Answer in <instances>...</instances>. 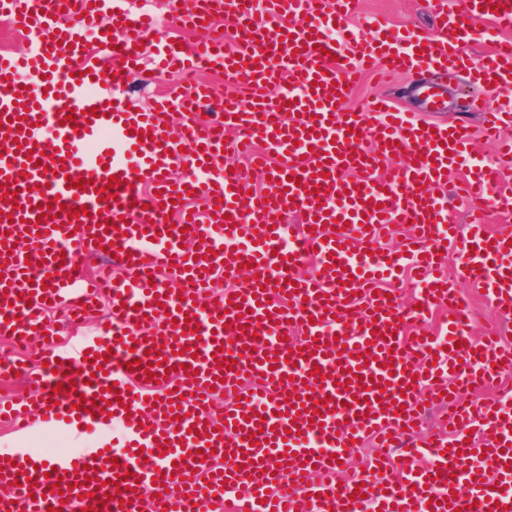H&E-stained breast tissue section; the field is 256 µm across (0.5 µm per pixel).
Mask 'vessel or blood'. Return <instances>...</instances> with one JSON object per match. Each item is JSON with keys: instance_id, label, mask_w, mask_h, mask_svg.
Masks as SVG:
<instances>
[{"instance_id": "b4317fda", "label": "vessel or blood", "mask_w": 512, "mask_h": 512, "mask_svg": "<svg viewBox=\"0 0 512 512\" xmlns=\"http://www.w3.org/2000/svg\"><path fill=\"white\" fill-rule=\"evenodd\" d=\"M428 4L434 32L380 23L363 40L345 26L354 0H171L174 25L197 39L162 36L147 55L157 19L132 0H0L28 41L24 55L0 52V337L45 338L48 309L76 321L101 285L112 315L99 336L56 344L32 394L0 400L15 432L62 425L81 444L36 466L25 450L1 453L0 512H512V394L451 398L511 377L512 349L470 338L465 296L443 269L446 244L461 241V276L512 320V232L482 225L487 207L512 209L499 188L512 141L498 167L473 153L468 127L385 103L341 109L365 70L424 63L512 88L511 38L480 58L467 51L512 29V0ZM90 29L112 48L111 69L93 58ZM147 57L191 82L132 112L116 91ZM208 70L233 93L202 125L195 115L214 100L194 76ZM172 112L184 116L174 132ZM255 146L269 178L260 195L223 163L227 148ZM461 163L474 207L463 237L442 192ZM291 213L304 230L285 225ZM388 224L411 225L403 250L379 246ZM102 254L107 267L84 276L81 258ZM243 266L251 275L231 293L203 298L214 274ZM402 271L418 278L408 311L375 286ZM435 308L448 311L447 336L409 335ZM215 391L235 395L220 422ZM427 400L450 405L430 443L416 438ZM116 419L123 447L88 443ZM375 435L385 448L410 439L399 477L378 458L337 481L346 450ZM148 486L158 495L146 505Z\"/></svg>"}]
</instances>
